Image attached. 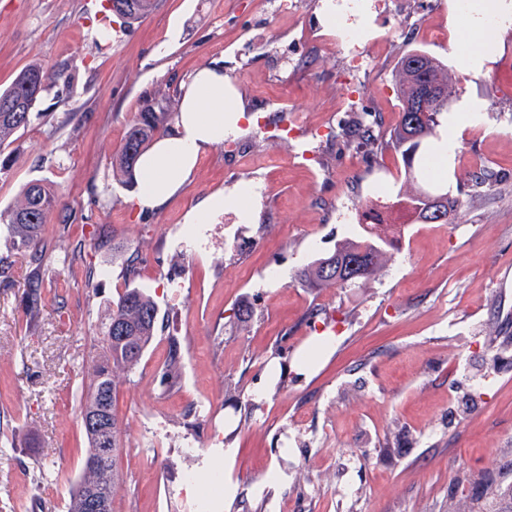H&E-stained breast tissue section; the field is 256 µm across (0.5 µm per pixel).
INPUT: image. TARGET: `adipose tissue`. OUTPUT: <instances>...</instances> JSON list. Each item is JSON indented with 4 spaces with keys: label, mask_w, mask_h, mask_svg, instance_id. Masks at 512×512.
<instances>
[{
    "label": "adipose tissue",
    "mask_w": 512,
    "mask_h": 512,
    "mask_svg": "<svg viewBox=\"0 0 512 512\" xmlns=\"http://www.w3.org/2000/svg\"><path fill=\"white\" fill-rule=\"evenodd\" d=\"M494 17L512 19V0H465V18L456 32L457 62L473 75L484 73L489 22ZM482 109L481 102L467 98L449 114L447 133L435 145L434 173H441L455 158L463 130ZM245 118L240 100L226 86L222 68L196 71L183 88L173 134L155 141L140 158L137 207L152 211L164 206L190 177L206 149L236 134Z\"/></svg>",
    "instance_id": "adipose-tissue-1"
}]
</instances>
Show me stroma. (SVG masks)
<instances>
[{"label": "stroma", "instance_id": "35a3bbf8", "mask_svg": "<svg viewBox=\"0 0 512 512\" xmlns=\"http://www.w3.org/2000/svg\"><path fill=\"white\" fill-rule=\"evenodd\" d=\"M103 0H0V88L39 60L68 64L75 94L53 89L5 154L0 209L30 181L69 206L46 226L45 303L28 326L24 254L0 277V512H67L87 441L81 371L101 312L126 280L113 244L137 242L136 286L162 329L114 408L126 427L124 491L112 512H448L481 505L487 480L512 484V24L497 28L487 73L455 59V0H161L110 40ZM448 66L449 109L482 101L438 187L458 193L453 224L386 231L391 258L364 288L310 290L291 276L336 241L377 227L361 206L398 205L405 181L390 135L402 52ZM368 67L349 112V61ZM218 65L257 120L229 162L212 145L169 203L140 211L112 181L111 155L156 83L183 84ZM300 135H268L269 104ZM379 120L375 144L318 137L321 126ZM311 160H304V152ZM484 170V184L470 173ZM257 187L249 216L234 206L205 224V196ZM183 254L181 268L171 258ZM101 273L96 295L84 286ZM178 277L176 296L163 286ZM255 315L241 327L235 312ZM339 326L323 342L309 320ZM181 380L163 385L170 342ZM315 356L300 364L301 352ZM197 478L185 509L179 478ZM232 495H225V487Z\"/></svg>", "mask_w": 512, "mask_h": 512}]
</instances>
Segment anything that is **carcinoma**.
I'll return each instance as SVG.
<instances>
[{"label": "carcinoma", "mask_w": 512, "mask_h": 512, "mask_svg": "<svg viewBox=\"0 0 512 512\" xmlns=\"http://www.w3.org/2000/svg\"><path fill=\"white\" fill-rule=\"evenodd\" d=\"M160 0H109V11L119 20L122 30L142 22L159 6ZM395 82L400 99L399 121L392 141L401 153L407 183L426 169L424 149L429 139L448 120V66L422 49H412L400 57ZM61 85L77 92L72 75L63 66L47 67L34 61L17 73L9 86L0 89V152L11 146L19 133L31 123L33 111L43 94ZM181 91L171 83H160L142 98L140 110L128 121L122 144L112 152V181L121 187L138 184L137 162L158 139L171 135L179 113ZM405 208L416 224H433L436 213L441 223L452 224L460 208V199L445 189L413 188L401 193ZM61 203L50 183L36 179L27 183L15 203L0 210V233L5 246L29 257L32 273L27 282L25 313L27 325L36 324L44 306L45 282L42 265L47 249L44 231L51 215L59 214L68 222ZM388 252V243L380 236L359 235L341 240L332 250L318 253L293 276L303 288H345L365 286L376 276ZM123 274L128 281L138 273L139 245L131 242L122 247ZM158 307L143 288L127 287L104 309L97 344L93 346L84 379L87 391L80 401V417L106 413L109 431L104 434L83 427L88 442L85 459L96 458L94 467L82 466L78 480L69 490L67 512H87L90 492L107 499L120 491L125 478L120 466L123 448V423L113 411L117 392L131 384V376L158 332ZM182 374L179 346L173 342L161 368L164 384L176 382ZM111 446L112 456L102 457L100 449Z\"/></svg>", "instance_id": "1"}]
</instances>
